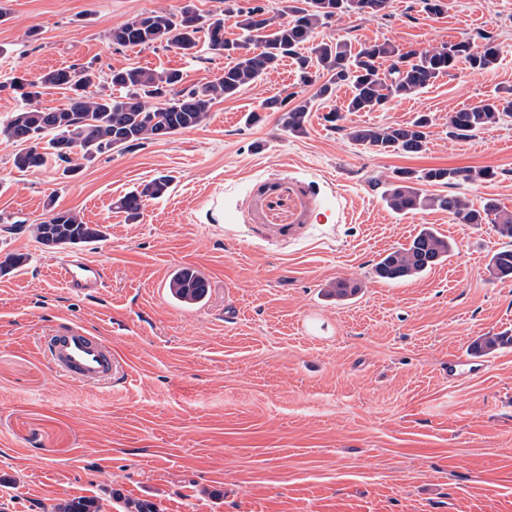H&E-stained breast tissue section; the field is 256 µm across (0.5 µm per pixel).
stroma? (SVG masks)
I'll use <instances>...</instances> for the list:
<instances>
[{
	"label": "stroma",
	"mask_w": 512,
	"mask_h": 512,
	"mask_svg": "<svg viewBox=\"0 0 512 512\" xmlns=\"http://www.w3.org/2000/svg\"><path fill=\"white\" fill-rule=\"evenodd\" d=\"M447 3L433 15L421 0H391L388 16L334 18L318 37L409 50L492 29L499 66L459 64L410 99L343 113L337 127L326 116L344 87L315 105L303 134L275 112L246 124L266 97L314 94L287 59L217 102L205 125L99 155L72 177L51 163L17 170L19 147L0 135V260L29 257L0 277V512H52L78 497L101 512L128 500L159 512H512V346L448 376L449 358L479 337L512 333V278L489 271L503 241L443 211L394 213L370 187L403 169L487 167L490 180L423 190L512 210V119L473 138L448 133L449 114L512 88V0ZM186 6L223 13L236 33L223 0H0V122L23 105L11 77L73 64L212 81L229 60L206 43L186 54L109 39L137 14ZM421 114L433 124L420 154H376L345 133ZM161 174L169 193L128 222L117 201ZM50 199L103 225L104 240L81 248L102 268L101 288L76 294L58 279L63 250L32 232ZM425 225L453 256L414 279H376L380 257ZM182 266L208 281L200 305L169 295ZM341 277L364 286L326 298ZM62 322L116 344L122 379L89 387L54 374L37 340Z\"/></svg>",
	"instance_id": "35a3bbf8"
}]
</instances>
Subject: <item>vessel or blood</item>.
Segmentation results:
<instances>
[{"label": "vessel or blood", "instance_id": "b4317fda", "mask_svg": "<svg viewBox=\"0 0 512 512\" xmlns=\"http://www.w3.org/2000/svg\"><path fill=\"white\" fill-rule=\"evenodd\" d=\"M69 288L86 293L100 287L103 271L82 256L70 255L60 263ZM51 368L69 380L87 386L109 382L120 374V354L101 336L80 326L63 323L40 341Z\"/></svg>", "mask_w": 512, "mask_h": 512}]
</instances>
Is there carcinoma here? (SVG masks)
Instances as JSON below:
<instances>
[{
  "label": "carcinoma",
  "instance_id": "carcinoma-1",
  "mask_svg": "<svg viewBox=\"0 0 512 512\" xmlns=\"http://www.w3.org/2000/svg\"><path fill=\"white\" fill-rule=\"evenodd\" d=\"M391 0H301L279 14L271 15L261 6L247 10L233 8L240 33L225 37L224 20H203L190 7L179 13L149 12L138 14L111 32L112 44L120 47H174L191 53L199 41L234 63L224 67V75L199 89L181 87L182 75L177 70H155L144 67L114 68L110 84L123 91L114 97L98 90L99 74L89 66L73 65L45 72L32 81L18 77L0 84L18 94L24 106L13 112L0 125V134L22 145L15 154L14 166L21 171H36L49 160L63 164V174L83 168L84 162L114 149L142 147L159 136L174 135L204 125L213 105L234 97L242 89L255 86L275 70L283 59L294 57L303 84L313 85L321 78L314 95L304 97L291 92L286 97L274 95L263 99L262 112H279L281 126L293 135L304 133L317 101L333 98L342 85L350 88V96L340 112H372L390 101L413 97L437 79L450 74L458 63L465 62L473 71L489 70L500 62V49L493 43L477 47L468 55L452 52L451 44L428 45L403 53L391 41H374L358 47L338 40L315 41L317 30L326 21L343 16L368 19L388 15ZM264 31L259 45L248 52L238 43L246 42L256 31ZM309 46V54L299 53ZM390 61L388 69L382 62ZM60 88L70 91L63 108H44L40 98L44 90ZM293 105H288V102ZM512 118V89L480 104L460 109L448 116L449 134L455 138H471L490 126ZM431 120L420 115L406 124L353 127L348 136L378 153L402 151L419 153L428 141ZM495 172L489 168H430L421 172H396L394 181L384 183L382 198L387 207L400 214L437 209L446 211L459 223L483 224L490 220L497 235L512 241V212L493 201L477 209L457 195H424L421 183L443 184L451 181L477 182L490 180ZM171 177L159 175L128 193L118 202L126 218L136 222L142 215L144 202L160 199L170 190ZM47 220L34 225L36 238L49 248H66L94 243L104 237L103 226L86 224L72 211H58L48 200ZM452 243L433 228L424 226L409 247L385 254L375 265V277L400 281L417 277L433 265L448 258ZM29 257L10 253L0 262V275L5 276L24 267ZM492 273L499 279L512 277V248L504 247L492 257ZM169 293L181 304L202 300L207 281L192 267L176 270L169 282ZM360 286L351 281L327 289V295L338 300L355 296ZM512 345V336L494 334L481 337L474 349L491 354ZM54 512H100L96 500L73 498L58 503Z\"/></svg>",
  "mask_w": 512,
  "mask_h": 512
}]
</instances>
